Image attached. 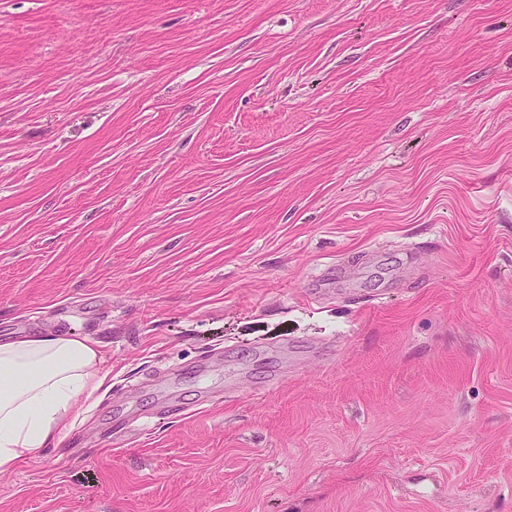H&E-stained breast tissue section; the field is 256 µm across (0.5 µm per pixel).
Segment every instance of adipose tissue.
<instances>
[{
	"mask_svg": "<svg viewBox=\"0 0 512 512\" xmlns=\"http://www.w3.org/2000/svg\"><path fill=\"white\" fill-rule=\"evenodd\" d=\"M101 345L63 334L0 339V473L41 458L106 382Z\"/></svg>",
	"mask_w": 512,
	"mask_h": 512,
	"instance_id": "ef3b65f1",
	"label": "adipose tissue"
}]
</instances>
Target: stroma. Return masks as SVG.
<instances>
[{"label":"stroma","mask_w":512,"mask_h":512,"mask_svg":"<svg viewBox=\"0 0 512 512\" xmlns=\"http://www.w3.org/2000/svg\"><path fill=\"white\" fill-rule=\"evenodd\" d=\"M106 388L0 512H512V0H0V338Z\"/></svg>","instance_id":"35a3bbf8"}]
</instances>
